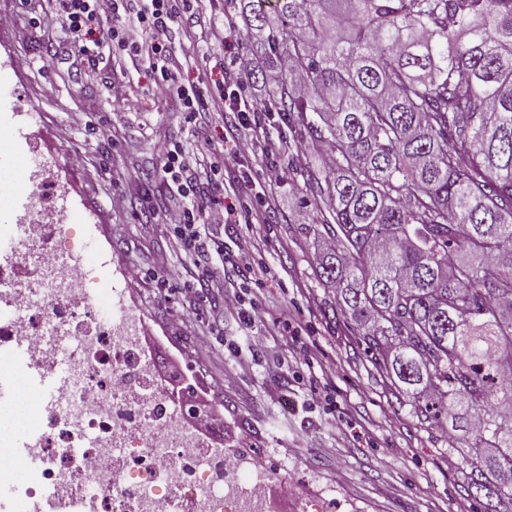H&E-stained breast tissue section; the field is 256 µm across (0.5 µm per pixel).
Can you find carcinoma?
Instances as JSON below:
<instances>
[{
	"label": "carcinoma",
	"instance_id": "cac0c4a2",
	"mask_svg": "<svg viewBox=\"0 0 512 512\" xmlns=\"http://www.w3.org/2000/svg\"><path fill=\"white\" fill-rule=\"evenodd\" d=\"M267 111L332 157L316 265L364 352L425 415L484 512L512 501V0H240ZM304 79L298 87L297 76ZM479 422H471L473 415Z\"/></svg>",
	"mask_w": 512,
	"mask_h": 512
}]
</instances>
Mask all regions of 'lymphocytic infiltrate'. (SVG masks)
I'll use <instances>...</instances> for the list:
<instances>
[{"label": "lymphocytic infiltrate", "mask_w": 512, "mask_h": 512, "mask_svg": "<svg viewBox=\"0 0 512 512\" xmlns=\"http://www.w3.org/2000/svg\"><path fill=\"white\" fill-rule=\"evenodd\" d=\"M61 21L72 34L80 53L88 60L99 57L101 50L123 52L147 59L154 72L153 93L160 98L180 102L185 123H195L204 106L214 115L230 114L228 130L233 144L225 153L191 152L183 145L166 146L160 160V175L178 204L155 211L156 223L167 225L178 250L207 258L224 255V242L206 231L210 208L199 199L201 186L236 194L238 188L255 186L252 202L238 200L225 205L223 221L227 224L268 223L272 209V190L283 174L270 160L275 144L273 114L264 112L263 100L246 94L242 77L252 67L251 59L238 60L237 76H225L211 95H204L199 85L185 81L184 73L193 67L194 56L177 55L170 34L191 10V0H60ZM111 19L110 27H101L102 19ZM248 153L262 165V183H254L249 173L238 180L225 178L227 160Z\"/></svg>", "instance_id": "lymphocytic-infiltrate-1"}]
</instances>
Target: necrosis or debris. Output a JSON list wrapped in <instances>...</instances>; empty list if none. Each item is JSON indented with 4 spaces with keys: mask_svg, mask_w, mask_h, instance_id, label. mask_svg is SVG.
Returning a JSON list of instances; mask_svg holds the SVG:
<instances>
[{
    "mask_svg": "<svg viewBox=\"0 0 512 512\" xmlns=\"http://www.w3.org/2000/svg\"><path fill=\"white\" fill-rule=\"evenodd\" d=\"M32 281L10 279L0 265V347L24 346V367L59 366L71 375L49 405L28 406L26 387L12 399L29 420L22 448L0 434V479L16 457L37 461L26 484L0 491V512H30L44 490L68 499L72 512H262L264 480L204 449L185 419L191 408L166 392L153 372L141 329L128 314L78 331L93 317L89 271L71 251L35 252Z\"/></svg>",
    "mask_w": 512,
    "mask_h": 512,
    "instance_id": "1",
    "label": "necrosis or debris"
}]
</instances>
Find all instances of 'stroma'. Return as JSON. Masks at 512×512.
<instances>
[{
	"mask_svg": "<svg viewBox=\"0 0 512 512\" xmlns=\"http://www.w3.org/2000/svg\"><path fill=\"white\" fill-rule=\"evenodd\" d=\"M238 3L200 0L174 26L175 51L197 58L190 80L219 79L224 47L207 36L223 31ZM59 14L58 0H0V167L11 173L0 180V228L31 211L38 223L68 225L69 245L91 269L95 306L108 316L120 301L141 320L161 375L207 405L209 446L231 459L245 446L265 463L266 512H477L457 470L467 437L449 443L446 411L416 412L367 357L354 325L334 316L335 293L315 274L323 242L309 231L317 213L302 199L321 155H298L284 134L273 148L285 178L269 224L210 225L228 244L256 240L275 271L261 282L226 278L242 314L225 316L220 294L185 292L196 259L176 251L149 212L170 202L157 174L163 147L221 151L225 121L184 123L179 101L153 95L147 60L88 64ZM34 160L48 194L32 201ZM134 180L142 195L112 209L113 194ZM133 266L142 278H127Z\"/></svg>",
	"mask_w": 512,
	"mask_h": 512,
	"instance_id": "stroma-1",
	"label": "stroma"
}]
</instances>
